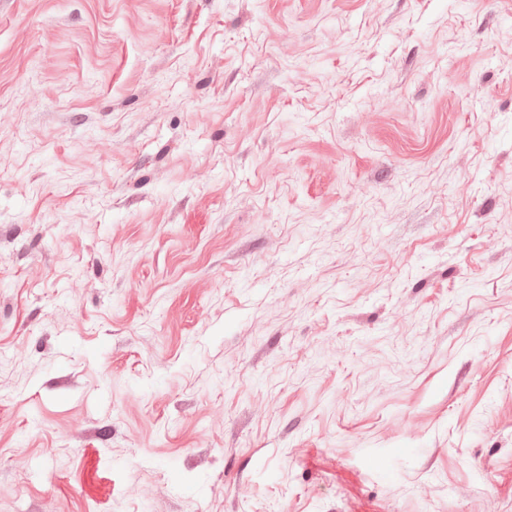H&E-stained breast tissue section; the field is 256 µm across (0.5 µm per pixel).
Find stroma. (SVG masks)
Here are the masks:
<instances>
[{
  "mask_svg": "<svg viewBox=\"0 0 512 512\" xmlns=\"http://www.w3.org/2000/svg\"><path fill=\"white\" fill-rule=\"evenodd\" d=\"M0 512H512V0H0Z\"/></svg>",
  "mask_w": 512,
  "mask_h": 512,
  "instance_id": "stroma-1",
  "label": "stroma"
}]
</instances>
